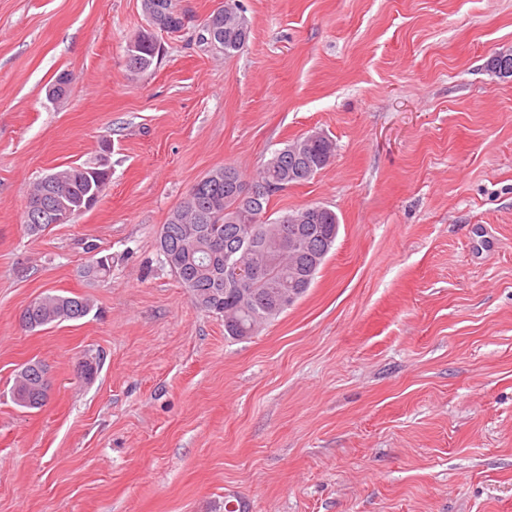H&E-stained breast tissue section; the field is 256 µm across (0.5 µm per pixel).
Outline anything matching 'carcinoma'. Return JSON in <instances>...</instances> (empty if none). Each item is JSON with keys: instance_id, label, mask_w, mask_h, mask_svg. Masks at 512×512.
Wrapping results in <instances>:
<instances>
[{"instance_id": "obj_1", "label": "carcinoma", "mask_w": 512, "mask_h": 512, "mask_svg": "<svg viewBox=\"0 0 512 512\" xmlns=\"http://www.w3.org/2000/svg\"><path fill=\"white\" fill-rule=\"evenodd\" d=\"M237 11H219L218 36L213 47L230 56L243 50L250 30ZM334 156L333 142L326 136L316 140L296 138L276 151L263 165L255 184L267 191L246 202L238 199L235 183L245 182L233 167L209 172L213 179L204 189L189 193L162 225L159 249L165 263L189 293L194 305L224 320V335H256L278 318L288 305L278 301V294L297 289L302 297L336 242V213L322 206H308L288 211L276 218L267 216L271 198L288 187L312 179L327 167ZM109 172L87 163L60 169L39 179L28 195L25 223L33 231L39 207L46 192L53 191L65 202H75L108 184ZM257 225L259 236L243 243L240 228ZM296 237L294 252L280 246V239ZM234 262L244 267L247 281L241 287L230 282L227 269ZM92 309L89 299L66 293H47L24 309L21 321L34 331L52 323L86 317ZM46 366L40 360L27 362L13 386L15 403L26 409H39L49 396Z\"/></svg>"}]
</instances>
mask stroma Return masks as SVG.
<instances>
[{"label": "stroma", "mask_w": 512, "mask_h": 512, "mask_svg": "<svg viewBox=\"0 0 512 512\" xmlns=\"http://www.w3.org/2000/svg\"><path fill=\"white\" fill-rule=\"evenodd\" d=\"M241 4V52L161 33L132 75L142 0H0V512H512V77L486 68L512 0ZM316 131L333 161L269 212L329 208L335 245L231 339L160 229L211 170ZM104 151L100 200L29 232L33 183ZM49 292L94 307L28 330ZM32 359L39 409L12 395ZM49 390L46 366L40 360H31L18 373L12 394L17 405L39 409L47 401Z\"/></svg>", "instance_id": "1"}]
</instances>
